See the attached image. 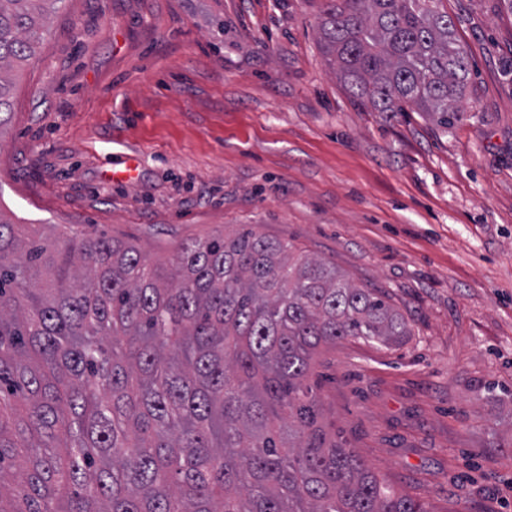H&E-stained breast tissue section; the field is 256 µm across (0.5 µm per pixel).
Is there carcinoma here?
Here are the masks:
<instances>
[{
  "label": "carcinoma",
  "instance_id": "1",
  "mask_svg": "<svg viewBox=\"0 0 512 512\" xmlns=\"http://www.w3.org/2000/svg\"><path fill=\"white\" fill-rule=\"evenodd\" d=\"M64 3L0 0V132ZM318 34L359 104L462 119L443 0H327ZM410 335L383 294L251 229L152 265L0 212V512H430L336 441L309 383L324 347Z\"/></svg>",
  "mask_w": 512,
  "mask_h": 512
}]
</instances>
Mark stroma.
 Segmentation results:
<instances>
[{
  "label": "stroma",
  "mask_w": 512,
  "mask_h": 512,
  "mask_svg": "<svg viewBox=\"0 0 512 512\" xmlns=\"http://www.w3.org/2000/svg\"><path fill=\"white\" fill-rule=\"evenodd\" d=\"M464 118L360 106L325 0H66L13 76L0 211L149 262L251 229L385 293L412 334L321 350L324 418L431 512H512V9L444 0Z\"/></svg>",
  "instance_id": "obj_1"
}]
</instances>
